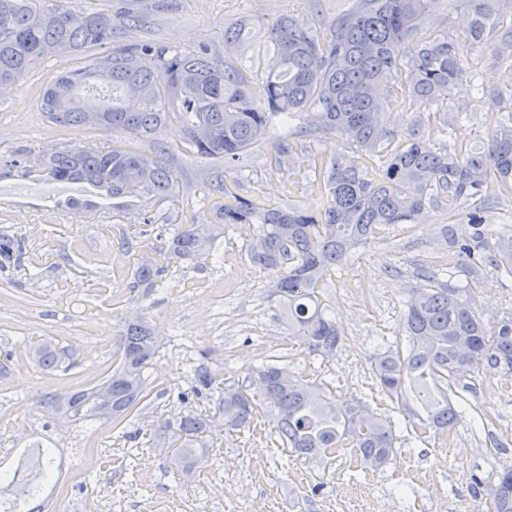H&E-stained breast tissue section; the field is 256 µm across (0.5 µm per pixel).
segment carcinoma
<instances>
[{
    "mask_svg": "<svg viewBox=\"0 0 512 512\" xmlns=\"http://www.w3.org/2000/svg\"><path fill=\"white\" fill-rule=\"evenodd\" d=\"M438 0H356L331 23L332 40L319 43L307 25L293 15L280 17L268 29L274 56L260 83L251 73L208 48L181 51L151 42L115 47L117 24L131 21L128 11L82 8L77 0H0V85L14 84L35 62L55 57L60 70L46 86L40 103L51 124L94 130L107 125L128 135L123 148L67 144L45 161L44 175L57 182H81L111 197H144L157 203L181 192L174 158L163 149L147 153L163 126L176 120L185 151L214 170L224 204L213 224L190 218L172 236L138 253L126 239L122 246L135 257L130 288L147 295L177 263H199L229 224L257 225L244 239L245 252L258 268L276 274L277 307L288 335L323 358L331 355L341 332L322 306L321 285L346 265L350 256L392 224H412L430 202L448 208H470L467 228L449 229L446 241L473 265H492L512 274V232H496L482 213L498 208L502 189L512 185V82L489 91L498 107L496 124L486 142L450 150L432 148L420 133L423 119L405 128L391 127L381 109L382 88L406 75L405 89L416 103L445 100L465 73L468 46L491 44L496 64L512 61V0H467V23L446 26L434 35L418 36L416 19ZM107 73L112 97L89 98L80 88ZM64 83L74 94L58 96ZM313 109L305 126L292 121ZM288 134L274 145L275 161L295 155L304 137L334 134L353 156L326 167L316 164L321 194L319 216L292 205H272L232 193L221 168L254 147L264 145L274 120ZM20 239L0 234V268L20 265ZM479 282L464 287L445 284L436 275L413 290L404 316L405 345L378 354L373 366L376 385L412 419L413 426L451 432L460 411L453 403L458 381L485 367L512 375V319H491L478 305ZM120 364L91 387L41 399L53 410L70 413L74 424H104L105 408L113 423L122 422L144 398L148 369L158 344L147 322H129L119 339ZM32 359L44 369L65 364V350L33 341ZM195 388L211 392L212 407L166 423L158 434L177 442L171 457L175 473L189 479L197 457L214 447L221 429L254 428L259 420L272 426L282 448L309 459L328 458L338 448H354L361 462L379 470L393 455L397 436L393 422L367 404L344 401L326 383L278 363L250 370L249 385L222 388L206 366L193 368ZM431 381L438 398L422 409L408 399V386ZM46 449L37 452V471L18 477L13 497L32 507L40 478L52 471ZM487 492L491 512H512V466L493 484L473 478Z\"/></svg>",
    "mask_w": 512,
    "mask_h": 512,
    "instance_id": "obj_1",
    "label": "carcinoma"
}]
</instances>
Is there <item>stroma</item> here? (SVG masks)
<instances>
[{"label":"stroma","mask_w":512,"mask_h":512,"mask_svg":"<svg viewBox=\"0 0 512 512\" xmlns=\"http://www.w3.org/2000/svg\"><path fill=\"white\" fill-rule=\"evenodd\" d=\"M355 0H119L120 9L142 20L120 36L128 43L153 39L181 50L208 47L225 60L262 71L273 55L267 28L279 16L303 20L319 40L330 38L334 17ZM244 24L242 38L224 39L225 27ZM490 47L467 55V76L447 100L434 104L451 123L448 136L431 133L430 144L472 146L495 125L496 108L479 85L512 81V69L488 64ZM59 70L57 59L38 61L22 80L0 90V194L39 171L14 166L16 155L40 153L68 140L75 144L124 147L119 132L60 133L40 110L44 87ZM174 157L184 189L177 201L113 199L93 209H71L67 198L44 193L0 204V231L24 237L21 265L0 270V459L18 463L19 449L50 448L57 469L40 504L44 512H488L485 495L460 484V471L493 483L512 465V379L483 370L476 392L467 394V421L451 434H416L402 409L377 391L376 356L402 333L403 315L421 266L444 256V230L465 222L466 210L433 203L412 224L384 228L359 248L344 269L333 271L320 298L343 331L326 358L289 339L270 296V276L248 259L245 230L233 226L202 266L180 264L149 296L128 286L133 260L121 248L133 237L142 250L158 245L165 216L215 219L220 201L209 190L203 163L187 154L177 125L154 140ZM349 149L335 135L298 145L297 170L271 164L263 147L224 165V182L245 198L293 203L304 212L318 208L311 179L315 161L331 163ZM479 304L486 315L512 314V276L479 272ZM146 319L159 341L148 371L145 398L119 425L97 429L59 425L36 396L87 388L111 375L119 363L116 338L130 316ZM68 348V370L44 371L30 362V340ZM270 359L288 364L309 380L329 383L337 395L359 399L389 417L398 437L384 470L362 468L353 449L340 448L333 461L315 462L282 451L270 426L218 437L196 480L180 481L171 471L170 447L154 430L164 419L200 410L204 401H179L188 391L189 367L205 363L227 385L243 384L251 367Z\"/></svg>","instance_id":"35a3bbf8"}]
</instances>
